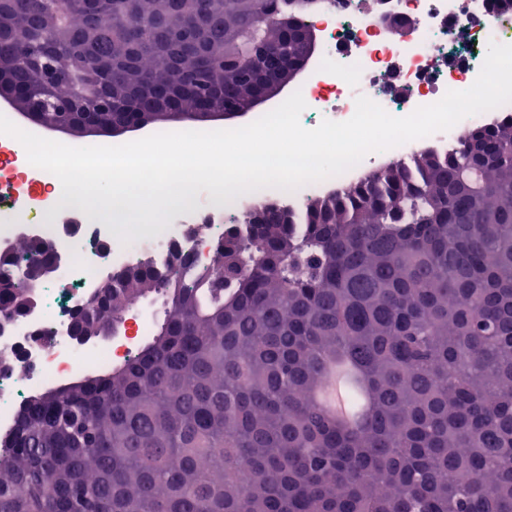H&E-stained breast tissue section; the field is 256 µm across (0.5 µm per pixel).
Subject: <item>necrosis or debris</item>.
<instances>
[{
	"label": "necrosis or debris",
	"instance_id": "4bbe7bcc",
	"mask_svg": "<svg viewBox=\"0 0 512 512\" xmlns=\"http://www.w3.org/2000/svg\"><path fill=\"white\" fill-rule=\"evenodd\" d=\"M377 11L364 8L362 0H343L340 7L322 6L303 20L315 26L324 56L313 66L299 89L306 103L299 121L313 129L322 120L343 122L356 110L363 95L389 115L404 118L418 107L439 101L446 91L472 86L486 57L489 41L511 44L494 0H377ZM386 16L411 20L405 36L386 34ZM512 116V103L465 117L451 129L400 146L368 154L345 173L311 183L293 192L268 188L266 197L287 202L302 212L308 198L319 191H342L361 174L372 173L390 161H406L427 143L442 154L457 153L463 131L473 123L489 124ZM15 140L0 135V240L21 239L22 224H29L31 211L41 221L32 232L43 241L65 250L63 272L41 289L36 308L16 318L6 335H0V351L17 356L12 372L0 376V434L12 433L26 393L41 384L56 381L75 371L119 358L117 346L87 350L76 355L69 335L72 316L100 283L103 266L121 271L142 258L158 267L169 263V245L181 240L187 225L203 224L205 235L188 245L191 258L202 265L228 224L239 223L253 199L244 194L230 203L213 199L208 192L196 197L192 208L177 209L171 224L159 235H147L122 245L100 220L79 216L80 235L66 238L62 224L72 210L59 206L51 186V173L31 165L14 149Z\"/></svg>",
	"mask_w": 512,
	"mask_h": 512
}]
</instances>
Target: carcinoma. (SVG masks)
I'll use <instances>...</instances> for the list:
<instances>
[{"mask_svg": "<svg viewBox=\"0 0 512 512\" xmlns=\"http://www.w3.org/2000/svg\"><path fill=\"white\" fill-rule=\"evenodd\" d=\"M338 0H14L0 65L50 92L191 111L195 35L227 63L210 100L262 78L274 21ZM457 156L419 150L296 215L247 209L211 262L146 259L105 283L84 327L135 298L165 317L123 363L29 395L0 437V512H512V117L476 124ZM0 265V318L30 310L45 244ZM347 364L366 411L317 400Z\"/></svg>", "mask_w": 512, "mask_h": 512, "instance_id": "cac0c4a2", "label": "carcinoma"}]
</instances>
